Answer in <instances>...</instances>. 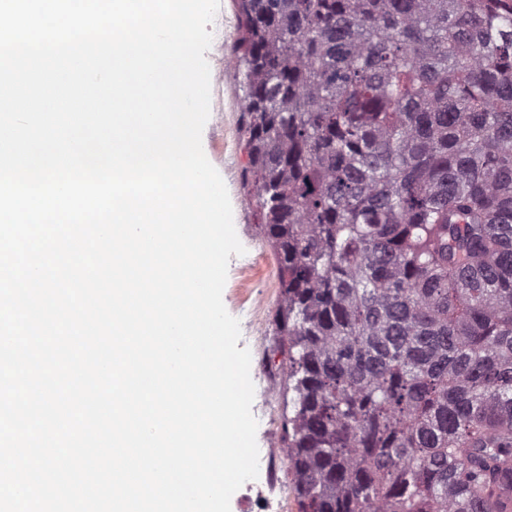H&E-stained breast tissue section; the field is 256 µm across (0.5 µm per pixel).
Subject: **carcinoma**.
Wrapping results in <instances>:
<instances>
[{"label":"carcinoma","mask_w":512,"mask_h":512,"mask_svg":"<svg viewBox=\"0 0 512 512\" xmlns=\"http://www.w3.org/2000/svg\"><path fill=\"white\" fill-rule=\"evenodd\" d=\"M299 512L512 498V0H237Z\"/></svg>","instance_id":"1"}]
</instances>
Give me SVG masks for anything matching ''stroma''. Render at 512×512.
Instances as JSON below:
<instances>
[{
  "instance_id": "1",
  "label": "stroma",
  "mask_w": 512,
  "mask_h": 512,
  "mask_svg": "<svg viewBox=\"0 0 512 512\" xmlns=\"http://www.w3.org/2000/svg\"><path fill=\"white\" fill-rule=\"evenodd\" d=\"M207 30L212 34V42L205 57L212 81L210 116L202 132V146L227 187L235 230L245 248L244 254L230 258L222 299L227 311L240 322L239 347L251 353L250 375L255 387L252 413L258 422L256 441L259 451L270 455L268 477H257L256 482H271L274 497L284 502L287 512H298L287 460L278 452L290 399L284 393L285 379L273 356V316L279 299L277 261L259 231L256 207L242 178V92L233 76L241 24L235 0H219Z\"/></svg>"
}]
</instances>
